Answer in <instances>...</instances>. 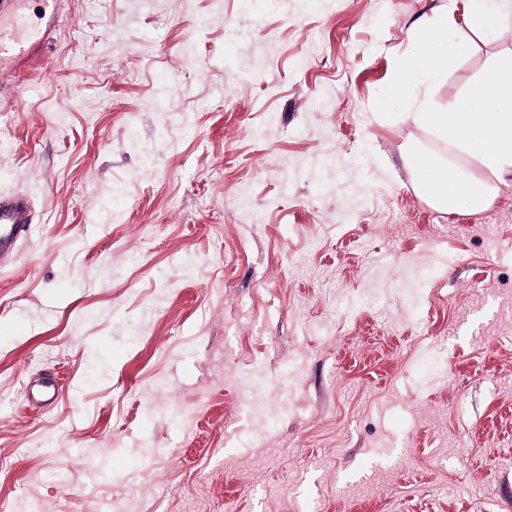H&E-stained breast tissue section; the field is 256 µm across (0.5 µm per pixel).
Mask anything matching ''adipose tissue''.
Masks as SVG:
<instances>
[{"mask_svg":"<svg viewBox=\"0 0 512 512\" xmlns=\"http://www.w3.org/2000/svg\"><path fill=\"white\" fill-rule=\"evenodd\" d=\"M470 27L487 41H497L504 29L512 27V0H472ZM413 164L421 175L422 193L437 209L478 212L488 207L492 184L464 174L456 162H440L419 152L414 154Z\"/></svg>","mask_w":512,"mask_h":512,"instance_id":"obj_1","label":"adipose tissue"}]
</instances>
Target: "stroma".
<instances>
[{
	"label": "stroma",
	"instance_id": "stroma-1",
	"mask_svg": "<svg viewBox=\"0 0 512 512\" xmlns=\"http://www.w3.org/2000/svg\"><path fill=\"white\" fill-rule=\"evenodd\" d=\"M447 3L62 0L52 53L0 62V192L36 215L0 512H512V175L436 211L409 158L450 149L374 108ZM455 21L441 107L496 51Z\"/></svg>",
	"mask_w": 512,
	"mask_h": 512
}]
</instances>
